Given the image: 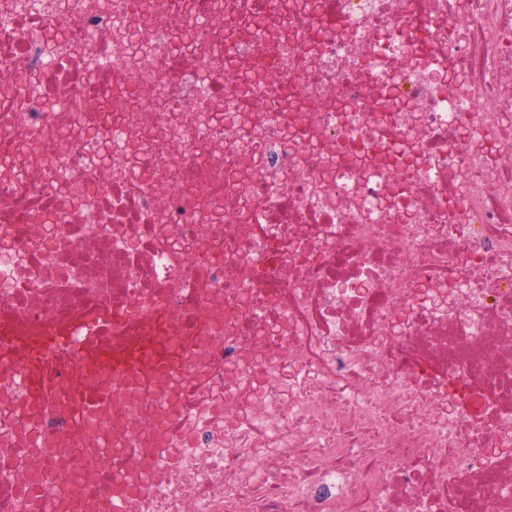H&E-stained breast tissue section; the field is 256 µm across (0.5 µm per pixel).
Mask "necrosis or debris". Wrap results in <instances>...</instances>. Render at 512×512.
<instances>
[{"label": "necrosis or debris", "instance_id": "1", "mask_svg": "<svg viewBox=\"0 0 512 512\" xmlns=\"http://www.w3.org/2000/svg\"><path fill=\"white\" fill-rule=\"evenodd\" d=\"M1 245L142 352L80 451L0 363V512H512V0H0Z\"/></svg>", "mask_w": 512, "mask_h": 512}]
</instances>
